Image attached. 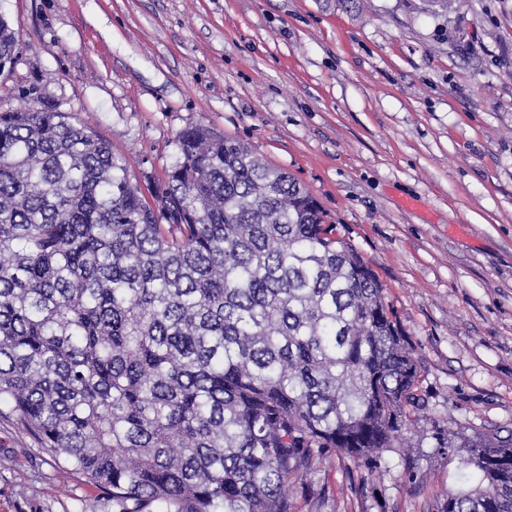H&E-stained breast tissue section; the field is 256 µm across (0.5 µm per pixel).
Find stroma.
I'll return each mask as SVG.
<instances>
[{"mask_svg": "<svg viewBox=\"0 0 512 512\" xmlns=\"http://www.w3.org/2000/svg\"><path fill=\"white\" fill-rule=\"evenodd\" d=\"M0 107L38 87L136 176L202 124L318 199L383 284L421 367L393 448L320 459L294 512H436L473 439L512 434V0H0ZM0 512H112L0 419ZM21 43L19 35L10 20L0 13V73L11 67L19 54Z\"/></svg>", "mask_w": 512, "mask_h": 512, "instance_id": "35a3bbf8", "label": "stroma"}]
</instances>
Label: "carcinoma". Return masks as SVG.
<instances>
[{"label": "carcinoma", "instance_id": "cac0c4a2", "mask_svg": "<svg viewBox=\"0 0 512 512\" xmlns=\"http://www.w3.org/2000/svg\"><path fill=\"white\" fill-rule=\"evenodd\" d=\"M19 35L0 13V73ZM147 190L42 98L0 112V417L113 512H293L400 439L421 369L356 248L243 143L182 130ZM437 512H512V436Z\"/></svg>", "mask_w": 512, "mask_h": 512}]
</instances>
